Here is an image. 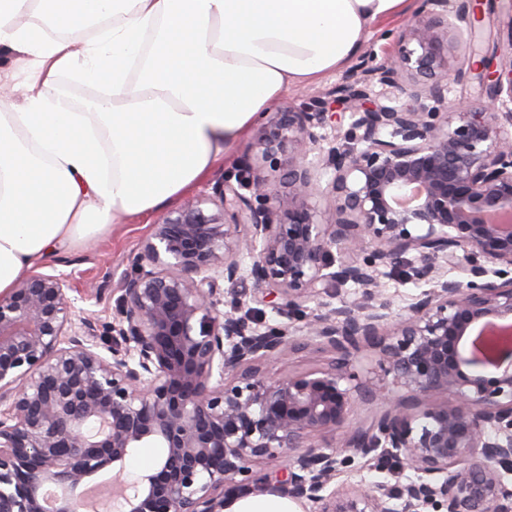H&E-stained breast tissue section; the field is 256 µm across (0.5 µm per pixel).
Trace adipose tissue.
Segmentation results:
<instances>
[{
	"mask_svg": "<svg viewBox=\"0 0 512 512\" xmlns=\"http://www.w3.org/2000/svg\"><path fill=\"white\" fill-rule=\"evenodd\" d=\"M407 0H0V295L117 217L205 179L288 90L334 72ZM106 87L76 110L61 77Z\"/></svg>",
	"mask_w": 512,
	"mask_h": 512,
	"instance_id": "adipose-tissue-1",
	"label": "adipose tissue"
}]
</instances>
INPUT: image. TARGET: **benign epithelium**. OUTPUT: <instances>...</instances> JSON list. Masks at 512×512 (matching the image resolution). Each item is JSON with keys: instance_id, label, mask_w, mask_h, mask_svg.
<instances>
[{"instance_id": "benign-epithelium-1", "label": "benign epithelium", "mask_w": 512, "mask_h": 512, "mask_svg": "<svg viewBox=\"0 0 512 512\" xmlns=\"http://www.w3.org/2000/svg\"><path fill=\"white\" fill-rule=\"evenodd\" d=\"M479 21L475 0L451 15L448 0H420L395 58L277 113L258 148L265 162L288 154L283 181L247 154L237 184L160 219L111 339L76 314L61 275L0 296V512H48L50 487L53 512H83L81 486L110 466L125 480L133 450L155 446L162 461L128 483L121 512H224L261 490L312 512H512V39L509 64L472 52L454 74L485 85L486 109L448 104L445 64ZM371 80L406 101H376ZM330 123L334 144L308 159ZM411 252L408 277L429 289L395 311L379 268ZM247 279L253 292L220 309L221 284ZM349 282L359 298L308 307ZM259 295L289 323L257 321ZM311 344L333 358L270 372ZM367 349L405 394L361 378ZM442 393L451 402L431 401ZM377 400L383 411L354 421ZM361 461L413 476L337 481Z\"/></svg>"}]
</instances>
